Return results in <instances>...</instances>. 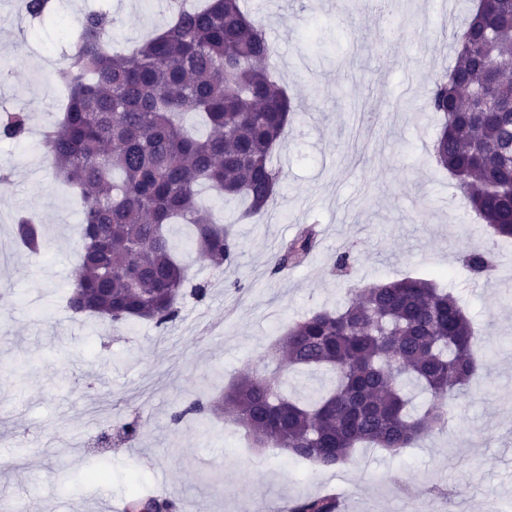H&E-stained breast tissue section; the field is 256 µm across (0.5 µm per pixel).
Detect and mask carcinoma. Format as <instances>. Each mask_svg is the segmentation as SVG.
Returning a JSON list of instances; mask_svg holds the SVG:
<instances>
[{
	"instance_id": "1",
	"label": "carcinoma",
	"mask_w": 512,
	"mask_h": 512,
	"mask_svg": "<svg viewBox=\"0 0 512 512\" xmlns=\"http://www.w3.org/2000/svg\"><path fill=\"white\" fill-rule=\"evenodd\" d=\"M33 20L52 17L51 0H24ZM484 30L453 32L456 63L425 98L441 127L436 165L456 180L476 216L496 237L512 238V11L480 0ZM154 37L112 46L115 19L86 14L66 67L61 116L43 124L41 143L56 176L80 192L82 261L67 304L114 325L146 320L166 328L180 317L187 270L171 226L187 224L186 244L231 267L239 244L197 195L209 188L241 199L243 218L267 212L279 184L274 148L285 137L293 100L272 69L273 46L242 0H205L170 12ZM196 114L206 133L183 117ZM29 112L0 115V137L27 136ZM15 237L33 257L42 228L28 217ZM315 232L282 245L273 272L303 263ZM474 274L495 267L490 250L466 257ZM473 325L458 299L430 280L404 278L355 290L347 305L312 312L288 326L276 351L287 370L325 372L329 388L293 399L276 375L247 374L224 390V415L252 444L331 470L366 444L394 455L448 427L452 401L477 373ZM216 414L196 397L171 414L200 425ZM287 512H339L329 494L299 498Z\"/></svg>"
}]
</instances>
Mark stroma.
Listing matches in <instances>:
<instances>
[{"mask_svg": "<svg viewBox=\"0 0 512 512\" xmlns=\"http://www.w3.org/2000/svg\"><path fill=\"white\" fill-rule=\"evenodd\" d=\"M45 23L23 0H0V109L57 118L48 80L68 63L67 31L85 13L118 20L116 46L141 43L170 14L157 0H53ZM274 43V66L298 106L272 158L279 191L263 217L239 220L240 201L214 191L201 203L236 218L235 266L218 268L188 248L190 284L203 301L182 303L167 329L135 322L115 329L68 312L79 261L80 198L53 176L39 141L0 138V213L33 215L46 246L34 258L0 224V500L32 512H105L141 482L164 483L182 512H282L289 501L334 488L343 512H486L512 505V242L491 236L452 178L420 145L439 117L417 110L454 64L434 0H397L401 38H382L375 13L340 11L336 0H246ZM317 231L301 265L276 274L272 260L300 227ZM494 247L499 270L473 278L462 252ZM352 251L356 264L335 267ZM427 277L456 295L471 319L479 369L454 402L446 431L391 455L360 448L340 469L295 466L277 451L241 452L245 432L224 419L173 425L174 407L220 398L239 376L277 367L275 344L310 312L342 307L354 289ZM144 420L132 443H105L113 425ZM107 468V482H87ZM435 484L451 491L430 499Z\"/></svg>", "mask_w": 512, "mask_h": 512, "instance_id": "35a3bbf8", "label": "stroma"}]
</instances>
